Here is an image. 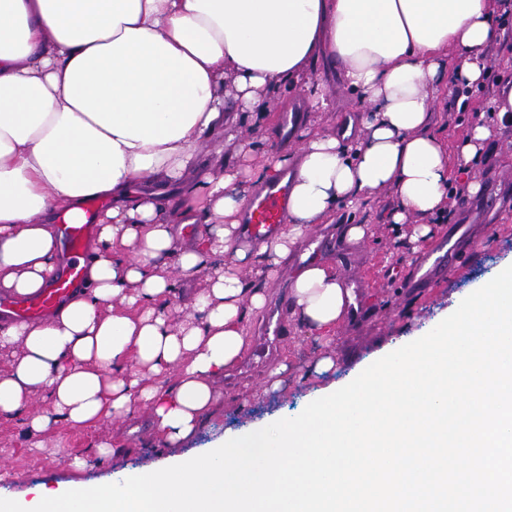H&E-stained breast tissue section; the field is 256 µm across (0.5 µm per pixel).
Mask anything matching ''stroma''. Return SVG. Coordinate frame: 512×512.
<instances>
[{
    "instance_id": "stroma-1",
    "label": "stroma",
    "mask_w": 512,
    "mask_h": 512,
    "mask_svg": "<svg viewBox=\"0 0 512 512\" xmlns=\"http://www.w3.org/2000/svg\"><path fill=\"white\" fill-rule=\"evenodd\" d=\"M323 79L335 109L322 114L318 129L335 135L339 122L351 113L355 97L340 78L327 73ZM491 96L487 88L474 92L467 111L457 113L444 107L437 115V130L452 154L473 122L493 126L494 136L473 167L481 184L479 193L453 197L446 217L427 225L414 216L404 224L388 223L390 199L376 194L356 211L341 212L331 227L316 226V233L327 229L333 232L323 262L332 265L340 279L354 275L367 283L360 298L367 308L361 323L344 319L325 340L301 329L291 319L289 288L299 267V255L305 249L304 244H297L263 281L267 306L249 325V336L254 341L268 319L283 325L284 334L274 358L255 364L241 360L235 369L214 381L216 401L195 436L166 444L164 436L142 428L148 411L141 405L126 418L73 427L54 418L51 399L39 393L32 397L30 409L52 415L46 431L31 432L25 417L0 414V464L10 472L6 481H0V498L29 500L36 490H57L74 481L91 487L104 485L170 464L176 457L204 454L225 438L297 416L310 402L350 383L377 359L428 333L463 298L512 265V196L505 192L495 199L490 196L498 180H512V125L499 126L496 113L488 106ZM351 224L366 227L362 240L347 241L345 229ZM451 235L474 238L475 244L462 249L454 269L431 287L405 288L403 281L422 254ZM325 357L332 358L334 366L322 372L318 362ZM281 362L288 365L281 389L265 391L268 371ZM101 444L114 450L107 462L84 470L75 467V459L86 457Z\"/></svg>"
}]
</instances>
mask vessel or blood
<instances>
[{
    "label": "vessel or blood",
    "instance_id": "obj_1",
    "mask_svg": "<svg viewBox=\"0 0 512 512\" xmlns=\"http://www.w3.org/2000/svg\"><path fill=\"white\" fill-rule=\"evenodd\" d=\"M101 206V201H88L85 206L87 223L62 225L61 231L68 246L69 258L51 288L20 301H0V308L8 311L10 320L49 319L73 291L82 285L86 245L94 233L90 219ZM287 211L288 183L279 178L268 183L245 211L241 224L243 239L257 241L274 235L280 230Z\"/></svg>",
    "mask_w": 512,
    "mask_h": 512
}]
</instances>
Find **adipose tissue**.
<instances>
[{"label": "adipose tissue", "instance_id": "1", "mask_svg": "<svg viewBox=\"0 0 512 512\" xmlns=\"http://www.w3.org/2000/svg\"><path fill=\"white\" fill-rule=\"evenodd\" d=\"M505 36L497 0H0V295L49 288L66 262L59 221L97 218L83 285L49 320L0 326V413L43 391L80 426L145 403L168 440L193 435L211 383L249 348L266 292L243 269L283 260L315 225L390 195V221L443 215L448 150L432 132L448 84H483ZM454 69H447L448 55ZM354 93L358 133L305 127L294 154L200 171V144L235 139V113L266 117L280 89L313 90L318 66ZM233 91H225V81ZM289 180L285 224L239 243L251 190ZM180 275L207 272L171 327ZM290 316L321 334L353 302L334 268H300Z\"/></svg>", "mask_w": 512, "mask_h": 512}]
</instances>
